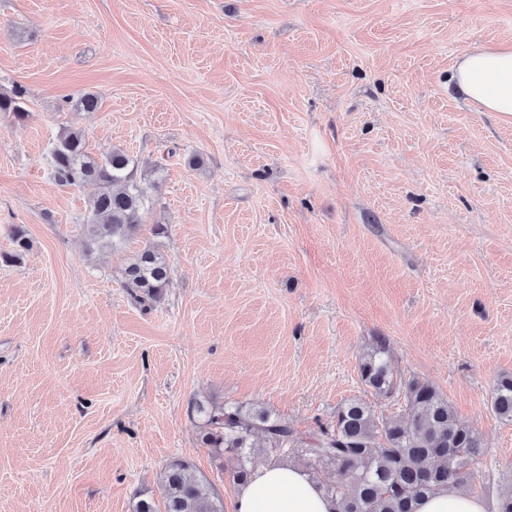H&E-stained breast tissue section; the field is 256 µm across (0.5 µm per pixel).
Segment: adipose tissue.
Masks as SVG:
<instances>
[{
	"label": "adipose tissue",
	"instance_id": "adipose-tissue-1",
	"mask_svg": "<svg viewBox=\"0 0 512 512\" xmlns=\"http://www.w3.org/2000/svg\"><path fill=\"white\" fill-rule=\"evenodd\" d=\"M452 77L461 92L487 112L512 118V44L479 46L462 53ZM317 479L293 463L256 468L241 485L234 512H333ZM415 512H486L484 502L451 485L420 499Z\"/></svg>",
	"mask_w": 512,
	"mask_h": 512
}]
</instances>
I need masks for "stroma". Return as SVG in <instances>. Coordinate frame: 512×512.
Segmentation results:
<instances>
[{"mask_svg": "<svg viewBox=\"0 0 512 512\" xmlns=\"http://www.w3.org/2000/svg\"><path fill=\"white\" fill-rule=\"evenodd\" d=\"M512 43V0H0V512H133L174 458L225 501L193 400L269 409L301 432L360 398L385 337L484 450L472 493L512 476V119L463 99L465 50ZM95 96L94 111L78 109ZM66 128L118 147L151 206L91 246L95 185L47 154ZM167 233L155 236L156 225ZM159 301L125 288L146 247ZM170 284V262L155 249L140 252L125 269V287L135 288L142 298L159 299ZM491 408L504 422H512V376L502 377L492 393Z\"/></svg>", "mask_w": 512, "mask_h": 512, "instance_id": "stroma-1", "label": "stroma"}]
</instances>
